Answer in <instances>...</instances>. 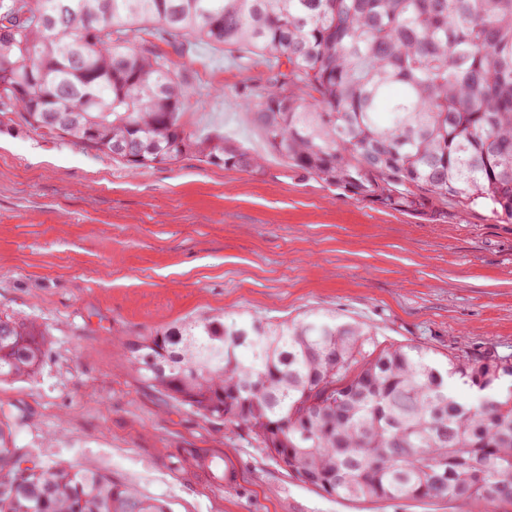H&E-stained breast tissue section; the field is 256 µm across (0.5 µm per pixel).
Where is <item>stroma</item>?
Instances as JSON below:
<instances>
[{
  "label": "stroma",
  "mask_w": 512,
  "mask_h": 512,
  "mask_svg": "<svg viewBox=\"0 0 512 512\" xmlns=\"http://www.w3.org/2000/svg\"><path fill=\"white\" fill-rule=\"evenodd\" d=\"M190 128L223 129L265 172L196 154L134 170L0 115V315L47 332L39 373L0 386L16 444L39 460L100 470L172 512H452L447 502L356 504L288 478L234 425L209 422L139 380L129 336L203 312L371 327L390 345L512 353V222L448 204L427 222L350 197L270 155L239 89L263 57L199 44ZM223 453L227 489L204 466Z\"/></svg>",
  "instance_id": "1"
}]
</instances>
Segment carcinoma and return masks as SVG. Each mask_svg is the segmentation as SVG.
<instances>
[{
    "mask_svg": "<svg viewBox=\"0 0 512 512\" xmlns=\"http://www.w3.org/2000/svg\"><path fill=\"white\" fill-rule=\"evenodd\" d=\"M264 57L240 94L269 150L358 200L436 222L452 201L512 221V0H0V114L131 168L264 173L182 118L188 82L160 44ZM45 332L0 316V384L31 378ZM135 372L233 423L289 478L342 500L512 505V355L440 362L311 313L201 314L124 344ZM480 404L455 395L450 383ZM0 512H170L100 472L46 465L0 418Z\"/></svg>",
    "mask_w": 512,
    "mask_h": 512,
    "instance_id": "carcinoma-1",
    "label": "carcinoma"
}]
</instances>
